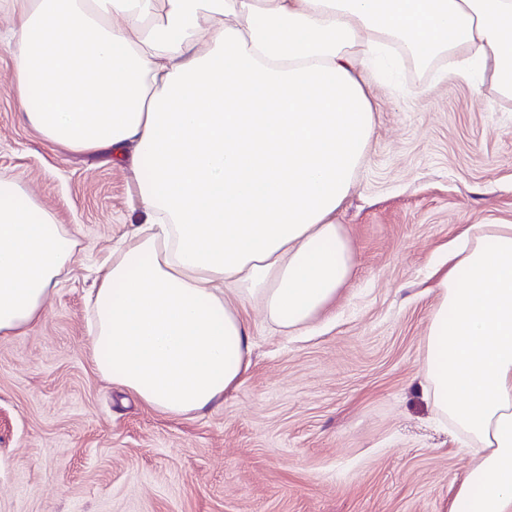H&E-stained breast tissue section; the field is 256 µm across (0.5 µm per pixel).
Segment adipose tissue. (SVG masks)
Returning a JSON list of instances; mask_svg holds the SVG:
<instances>
[{
	"mask_svg": "<svg viewBox=\"0 0 512 512\" xmlns=\"http://www.w3.org/2000/svg\"><path fill=\"white\" fill-rule=\"evenodd\" d=\"M10 80L28 122L136 175L143 221L97 272L98 372L171 416L236 391L258 305L310 330L354 269L336 222L375 126L366 75L389 43L462 58L512 97V0H11ZM75 235L0 180V335L44 316ZM421 369L474 459L452 512H512V224L448 256Z\"/></svg>",
	"mask_w": 512,
	"mask_h": 512,
	"instance_id": "1",
	"label": "adipose tissue"
}]
</instances>
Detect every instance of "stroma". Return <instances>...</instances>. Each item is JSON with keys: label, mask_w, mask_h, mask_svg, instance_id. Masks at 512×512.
I'll list each match as a JSON object with an SVG mask.
<instances>
[{"label": "stroma", "mask_w": 512, "mask_h": 512, "mask_svg": "<svg viewBox=\"0 0 512 512\" xmlns=\"http://www.w3.org/2000/svg\"><path fill=\"white\" fill-rule=\"evenodd\" d=\"M0 0V179L77 238L43 319L0 335V512H450L473 459L420 372L427 279L463 227L512 224V99L400 59L369 72L377 112L336 215L353 275L301 336L249 318L247 379L172 419L96 371L90 273L135 228L136 178L51 145L17 109Z\"/></svg>", "instance_id": "1"}]
</instances>
